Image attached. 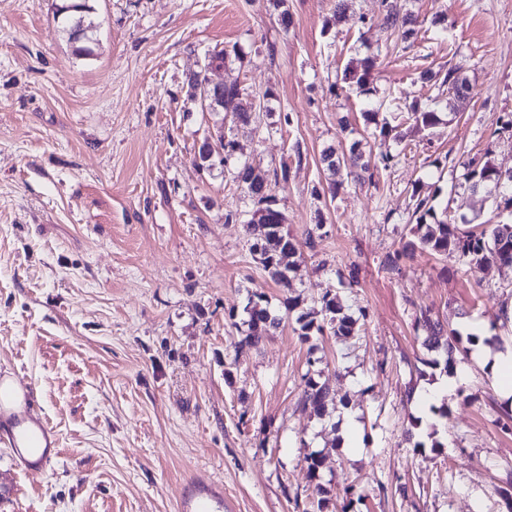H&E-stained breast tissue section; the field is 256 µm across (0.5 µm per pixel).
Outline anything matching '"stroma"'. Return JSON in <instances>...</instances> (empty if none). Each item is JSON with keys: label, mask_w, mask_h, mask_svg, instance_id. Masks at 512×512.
I'll return each mask as SVG.
<instances>
[{"label": "stroma", "mask_w": 512, "mask_h": 512, "mask_svg": "<svg viewBox=\"0 0 512 512\" xmlns=\"http://www.w3.org/2000/svg\"><path fill=\"white\" fill-rule=\"evenodd\" d=\"M60 0H0V372L33 391L61 457L23 471L0 443V512H179L190 479L221 483L224 512H512V402L488 361L458 356L466 383L447 418L407 399L442 379L415 322L422 309L461 334L512 348V267L460 273L454 259L401 256L414 184L436 209L498 220L464 179L470 158L512 169L495 133L512 113V0H398L419 24L386 27L381 0H89L96 41L75 55ZM288 10L289 29L277 16ZM243 58L212 78L273 88L257 126L225 116L237 158L272 181L285 231L303 246L283 290L253 259V203L228 169L198 170L212 118L190 110L186 80L209 49ZM377 58L375 94L338 89L352 60ZM461 64L471 93L449 100L421 72ZM433 99L444 122L409 118ZM396 118L382 137L363 113ZM393 165L329 191L326 148L353 143ZM287 184L273 182L281 164ZM263 295L280 327L241 347L243 309ZM340 298L355 336L303 341L301 310ZM326 383L327 413L302 405ZM356 422V443L338 432ZM322 458L310 478L309 455Z\"/></svg>", "instance_id": "obj_1"}]
</instances>
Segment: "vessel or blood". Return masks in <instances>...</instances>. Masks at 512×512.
I'll return each mask as SVG.
<instances>
[{"instance_id": "vessel-or-blood-1", "label": "vessel or blood", "mask_w": 512, "mask_h": 512, "mask_svg": "<svg viewBox=\"0 0 512 512\" xmlns=\"http://www.w3.org/2000/svg\"><path fill=\"white\" fill-rule=\"evenodd\" d=\"M34 395L23 391L10 394L0 388V441L12 447H21L29 458L24 462L28 471H50L61 451L56 431L43 419L31 414ZM224 494L211 481H195L184 493L180 512H223Z\"/></svg>"}]
</instances>
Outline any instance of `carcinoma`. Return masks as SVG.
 Here are the masks:
<instances>
[{"mask_svg":"<svg viewBox=\"0 0 512 512\" xmlns=\"http://www.w3.org/2000/svg\"><path fill=\"white\" fill-rule=\"evenodd\" d=\"M385 8V20L388 27L401 32L404 40L410 39L415 34L414 24L416 20L401 15L397 6L391 0H382ZM91 6L88 0H63V4L57 9V16L62 18L63 30L68 35L69 42L73 45L74 53L78 56H89L92 52L90 41L87 37L93 36L94 23L88 20ZM210 60L226 64L241 56L236 46L215 47L209 50ZM376 57L366 56L362 59L350 62L343 71L344 83L356 87L361 94L370 93V84L373 79V71L376 68ZM462 66L455 64L448 67L445 73H424L421 79L425 82L439 81L442 86H451L461 78ZM245 89L231 85L224 87V108L234 112L237 122L249 125L257 119L252 112V104L243 98ZM411 117L425 127L434 128L443 123L442 115L436 109V102L432 99L425 103L416 102L410 106ZM224 158L210 157L199 150L195 153V163L199 170L209 171L218 160L229 164L235 158L238 145L234 139L225 135L221 139ZM393 158L383 156L379 161H372L360 151L359 143L351 145L349 153L335 155L329 151L324 155V162L331 176L346 171V176L358 181L365 178L372 179L373 171L378 167L385 169L390 167ZM495 164L485 155L479 159L472 158L467 163L466 181L468 187H473L476 182L481 183L479 194L483 200L492 201L496 209L506 212L512 217V181L499 184L490 179L494 172ZM253 166L247 162L238 164L233 171L234 180L243 186L247 197L256 206L251 218L246 221V228L251 236L250 251L261 264L263 270L282 288L291 287L288 278V268L279 263L278 246L284 242L288 244L292 254L298 253V243L283 233V224L286 223L285 214L276 207V200L270 193V186L257 176H252ZM413 214L416 224L412 228L417 242H410L408 246L419 248L423 252L445 257H453L467 269L485 265L512 266V243L501 244V230L509 224L499 223L491 225V228L480 233L465 231L459 227L456 221L448 218L447 212L437 213L431 203V199L420 194L419 187L412 189ZM248 319L244 321L247 326L245 344L256 346L263 336L271 330L278 328L279 322L272 317L268 308L261 304V300L249 297L244 308ZM321 312L324 320L333 335L337 337H350L356 333L357 320L345 311L342 303L336 298H323ZM417 328L426 332L424 345L431 350H441L446 355L445 368H450L453 362V354L460 350L462 336L453 329H444L440 321L432 318L430 312L425 311L417 322ZM328 389L325 384L310 379L304 390V404L310 406L318 416L325 415V401Z\"/></svg>","mask_w":512,"mask_h":512,"instance_id":"cac0c4a2","label":"carcinoma"}]
</instances>
